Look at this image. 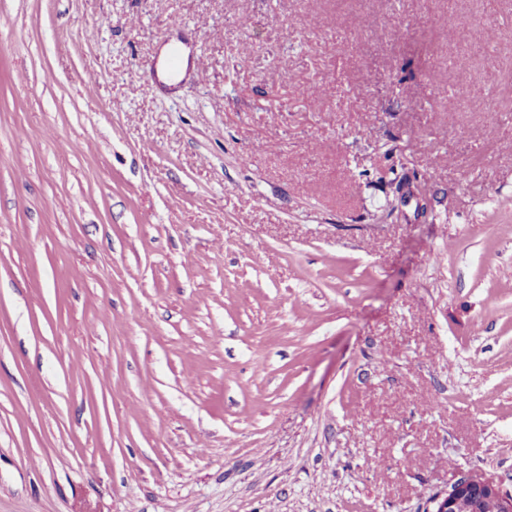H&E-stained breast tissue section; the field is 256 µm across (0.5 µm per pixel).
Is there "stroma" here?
I'll return each mask as SVG.
<instances>
[{"label": "stroma", "mask_w": 512, "mask_h": 512, "mask_svg": "<svg viewBox=\"0 0 512 512\" xmlns=\"http://www.w3.org/2000/svg\"><path fill=\"white\" fill-rule=\"evenodd\" d=\"M1 15L0 512L512 491V0Z\"/></svg>", "instance_id": "35a3bbf8"}]
</instances>
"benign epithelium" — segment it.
Instances as JSON below:
<instances>
[{
    "label": "benign epithelium",
    "mask_w": 512,
    "mask_h": 512,
    "mask_svg": "<svg viewBox=\"0 0 512 512\" xmlns=\"http://www.w3.org/2000/svg\"><path fill=\"white\" fill-rule=\"evenodd\" d=\"M430 505L428 512H482L487 506L493 512H512V493L477 472H467L434 496Z\"/></svg>",
    "instance_id": "7a95c632"
}]
</instances>
